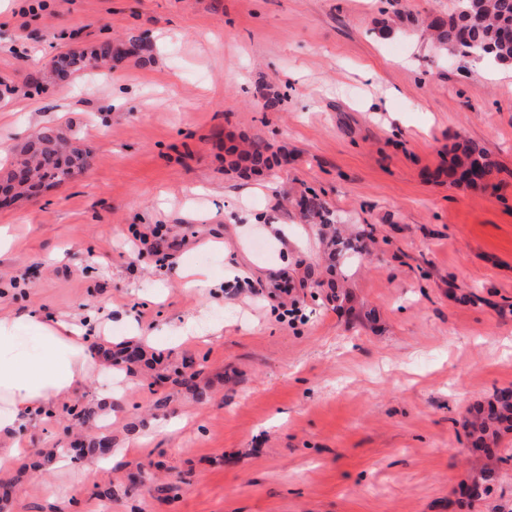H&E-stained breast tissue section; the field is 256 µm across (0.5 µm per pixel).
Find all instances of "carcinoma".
<instances>
[{"instance_id": "carcinoma-1", "label": "carcinoma", "mask_w": 512, "mask_h": 512, "mask_svg": "<svg viewBox=\"0 0 512 512\" xmlns=\"http://www.w3.org/2000/svg\"><path fill=\"white\" fill-rule=\"evenodd\" d=\"M426 29L432 32L438 50L467 59L486 58L492 64L512 67V0H452L448 14L435 17ZM121 44L128 47L122 52L105 39L91 50L72 49L55 56L45 71L35 77L33 86L38 92L61 87L75 75L89 69H122L130 58H143L150 45L142 35L130 33ZM271 146L261 139L247 142L241 157L252 168L271 167ZM92 152L80 137L66 135L53 126H42L14 154L9 168L0 175V197L13 201L32 197L44 189L62 184L73 175L91 167ZM496 168L489 154L472 143L462 146L455 157L451 175L462 184V172L477 170L488 180ZM299 206L323 225H331L326 203L315 193L303 194ZM331 244L337 253L361 254L367 251L366 236L359 234L350 239L334 238ZM506 390L498 391L487 404L475 410L469 423L472 445H487V438L500 427L512 430V402L506 401Z\"/></svg>"}]
</instances>
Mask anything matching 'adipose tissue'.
I'll list each match as a JSON object with an SVG mask.
<instances>
[{"instance_id": "obj_1", "label": "adipose tissue", "mask_w": 512, "mask_h": 512, "mask_svg": "<svg viewBox=\"0 0 512 512\" xmlns=\"http://www.w3.org/2000/svg\"><path fill=\"white\" fill-rule=\"evenodd\" d=\"M85 325L47 321L39 314L0 317V475L23 456L21 435L32 413L70 397L95 363Z\"/></svg>"}]
</instances>
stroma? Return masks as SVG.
Instances as JSON below:
<instances>
[{
  "mask_svg": "<svg viewBox=\"0 0 512 512\" xmlns=\"http://www.w3.org/2000/svg\"><path fill=\"white\" fill-rule=\"evenodd\" d=\"M31 2L0 0V146L51 125L94 159L0 208V315L107 323L139 361L40 413L0 512H512V431L487 451L466 434L512 388V69L448 59L409 25L382 35L389 0ZM131 29L148 61L34 93L59 53ZM243 138L287 162L234 169ZM465 142L499 163L487 186L451 182ZM308 190L371 239L341 261L339 304ZM157 226L160 264L133 237ZM185 267L214 288H183ZM189 320L207 340L180 338ZM104 435L119 462L45 456ZM487 471L491 494L461 499Z\"/></svg>",
  "mask_w": 512,
  "mask_h": 512,
  "instance_id": "obj_1",
  "label": "stroma"
}]
</instances>
